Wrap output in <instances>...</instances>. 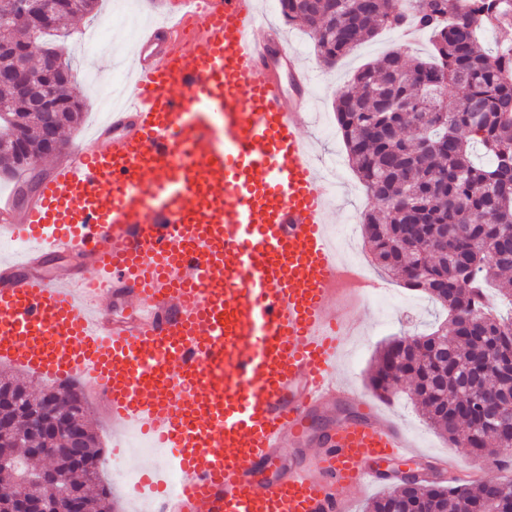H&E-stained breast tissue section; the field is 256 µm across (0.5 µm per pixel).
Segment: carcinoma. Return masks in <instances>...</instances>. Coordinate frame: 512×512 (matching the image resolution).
<instances>
[{
    "mask_svg": "<svg viewBox=\"0 0 512 512\" xmlns=\"http://www.w3.org/2000/svg\"><path fill=\"white\" fill-rule=\"evenodd\" d=\"M288 23L299 20L332 67L381 31L410 24L429 33L427 58L410 61L399 51L361 66L336 95L335 109L349 163L374 208L363 232L376 268L421 291L448 311L428 334L396 338L381 348L371 380L382 396L397 394L403 379L425 411L428 425L485 459L512 452V317L479 308L487 284L512 299V42L488 52L479 33L512 29V0H280ZM66 111L51 118L18 106L13 88L0 84V165L14 144L43 155L42 129L74 125L85 106L74 80L60 86ZM480 144L488 162L473 159ZM46 386L38 402L61 413L82 391L71 381ZM24 388L0 384V421L11 426L12 454L29 470L27 446L38 436L15 406ZM83 447L63 440L51 471L69 493L82 495L89 512H106L112 487L101 476V451L89 430ZM90 462L76 470L71 458ZM53 482L46 491L54 493ZM370 512H512V494L491 481H424L377 497Z\"/></svg>",
    "mask_w": 512,
    "mask_h": 512,
    "instance_id": "carcinoma-1",
    "label": "carcinoma"
}]
</instances>
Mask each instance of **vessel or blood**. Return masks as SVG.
I'll return each mask as SVG.
<instances>
[{"label":"vessel or blood","instance_id":"obj_1","mask_svg":"<svg viewBox=\"0 0 512 512\" xmlns=\"http://www.w3.org/2000/svg\"><path fill=\"white\" fill-rule=\"evenodd\" d=\"M129 87L25 205L0 194V241L26 243L0 255V361L82 378L116 427L165 449L139 487L152 512H350L343 490L415 450L337 373L356 324L335 312L309 71L259 0H165ZM51 255L75 263L46 276ZM112 300L132 316L112 320ZM341 403L358 417L310 437L311 417ZM308 438L278 470L281 448Z\"/></svg>","mask_w":512,"mask_h":512}]
</instances>
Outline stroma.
<instances>
[{"label":"stroma","mask_w":512,"mask_h":512,"mask_svg":"<svg viewBox=\"0 0 512 512\" xmlns=\"http://www.w3.org/2000/svg\"><path fill=\"white\" fill-rule=\"evenodd\" d=\"M107 18L112 21L113 32L125 29L129 20L121 9V0H97L94 10L88 16L76 17L62 24L68 32L62 42L65 57L71 62L72 72L85 99L80 123L64 134L71 146L86 144L87 131L97 120L98 88L88 80V73L95 71L108 75L112 72L111 56L103 53L90 55L83 47L86 30ZM281 30L288 46L300 53L302 62L313 73V100L310 114L305 120L306 133L317 159L322 162L334 158L345 164L347 159L342 134L336 122L335 99L337 90L347 83L357 68L391 50L404 47L409 56L420 58L430 49L428 35H420L416 43L407 46L397 31L386 30L374 40L359 46L336 66L329 67L318 58L306 27L299 23L285 24ZM336 179L339 188L328 223L335 232L344 257H351L352 253L357 252L364 261H371L372 256L362 234V222L364 214L373 207L372 201L352 168L345 165L343 172L337 173ZM388 284L396 296V302L391 306L367 299L356 301L349 295L339 298L343 315L355 317L360 323V329L356 335L350 336L337 371L366 394L371 391L369 370L380 347L396 337L423 332L430 323L443 321L446 317L445 311L423 293L408 290L393 278L389 279ZM380 404L384 415L403 427L422 454L449 455L457 459L462 470L480 473L486 480L496 477V470L488 467L486 459L471 456L463 445L451 443L431 430L406 393L381 399Z\"/></svg>","instance_id":"1"}]
</instances>
